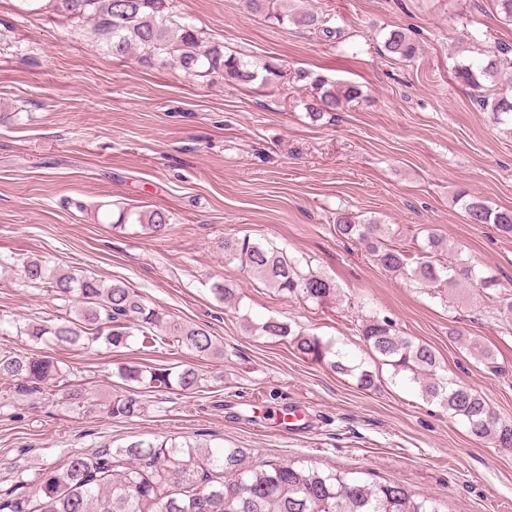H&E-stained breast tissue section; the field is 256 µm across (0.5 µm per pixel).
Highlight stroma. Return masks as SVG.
Wrapping results in <instances>:
<instances>
[{
    "instance_id": "35a3bbf8",
    "label": "stroma",
    "mask_w": 512,
    "mask_h": 512,
    "mask_svg": "<svg viewBox=\"0 0 512 512\" xmlns=\"http://www.w3.org/2000/svg\"><path fill=\"white\" fill-rule=\"evenodd\" d=\"M324 12L335 37L278 26L243 0H174L203 37L247 61L282 68L277 86L227 84L178 67L116 59L87 27L0 0V316L36 324L68 305L47 285L28 287L23 261L126 282L168 318L208 327L220 360L177 347H52L90 398L80 410L40 397L17 402L0 385V487L94 451L163 437L247 449L252 462L300 459L396 482L437 497L444 512H512V451L476 441L460 418L375 363L362 320L390 318L432 345L442 373L478 390L512 422V315L477 289L437 296L377 265L337 234V213L379 219L398 239L425 230L462 247L512 295V239L468 223L461 191L512 208V134L495 124L454 69L459 43L512 49V21L497 0H296ZM395 28L419 46L384 54ZM358 85L362 98L334 118L310 117L302 73ZM172 215L165 234L97 223L98 206ZM274 245L330 277L339 301L284 299L239 262L228 239ZM238 290L216 300L211 285ZM276 317L332 343L376 372L379 388L299 358L286 340L251 335ZM495 355L490 371L448 337L449 324ZM193 362L201 390L146 392L138 417L110 419L98 400L123 391L124 364ZM299 406L293 423L286 406Z\"/></svg>"
}]
</instances>
